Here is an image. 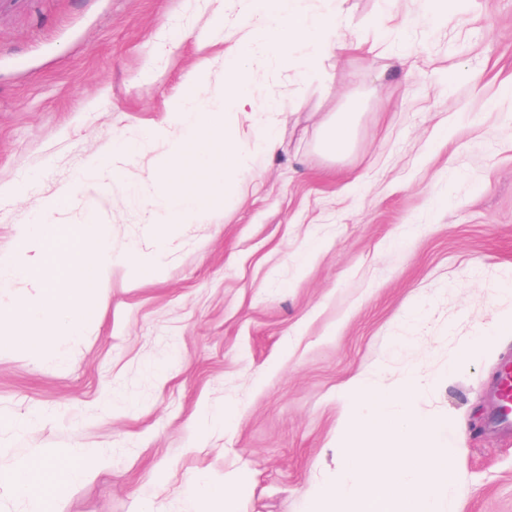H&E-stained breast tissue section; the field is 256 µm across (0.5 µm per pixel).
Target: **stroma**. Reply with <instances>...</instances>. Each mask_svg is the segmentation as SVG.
<instances>
[{
  "label": "stroma",
  "mask_w": 512,
  "mask_h": 512,
  "mask_svg": "<svg viewBox=\"0 0 512 512\" xmlns=\"http://www.w3.org/2000/svg\"><path fill=\"white\" fill-rule=\"evenodd\" d=\"M213 0H0V253L30 212L77 191L61 228L94 216L115 253L151 251L138 199L154 193L172 98L224 90ZM345 48L323 78L257 83L284 101L279 151L246 192L174 229L164 269L107 273L97 319L62 358L0 351V470L34 449L108 461L62 512H208L199 478L239 480L234 512H308L336 467L357 381L397 390L441 434L457 512H512V439L486 429L512 333L449 371L457 351L512 317V0H464L429 27L428 0H346ZM205 72L193 80L194 72ZM360 109L350 152L318 147L323 122ZM141 141L124 182L79 185L113 138ZM231 409L202 431L198 415Z\"/></svg>",
  "instance_id": "35a3bbf8"
}]
</instances>
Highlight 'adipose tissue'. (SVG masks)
<instances>
[{
	"label": "adipose tissue",
	"mask_w": 512,
	"mask_h": 512,
	"mask_svg": "<svg viewBox=\"0 0 512 512\" xmlns=\"http://www.w3.org/2000/svg\"><path fill=\"white\" fill-rule=\"evenodd\" d=\"M102 466L96 453L68 448L56 454L35 450L32 459L0 472V487L22 499L27 512H59L67 493Z\"/></svg>",
	"instance_id": "1"
}]
</instances>
